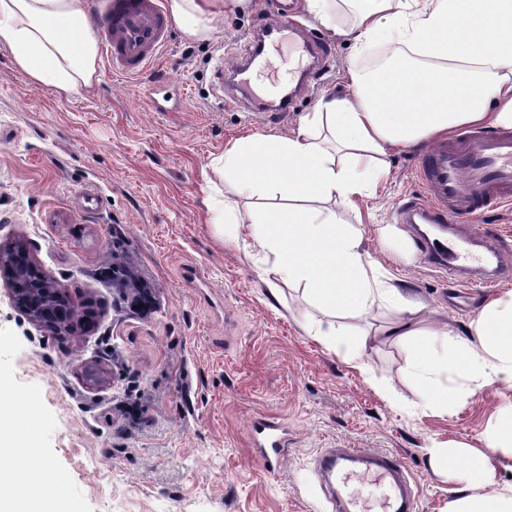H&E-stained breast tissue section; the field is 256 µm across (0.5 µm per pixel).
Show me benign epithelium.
Instances as JSON below:
<instances>
[{"instance_id":"1","label":"benign epithelium","mask_w":512,"mask_h":512,"mask_svg":"<svg viewBox=\"0 0 512 512\" xmlns=\"http://www.w3.org/2000/svg\"><path fill=\"white\" fill-rule=\"evenodd\" d=\"M0 278L9 288L11 303L28 318L55 335L75 331L81 305L59 288L31 258L26 242L0 244Z\"/></svg>"}]
</instances>
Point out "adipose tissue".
<instances>
[{"mask_svg": "<svg viewBox=\"0 0 512 512\" xmlns=\"http://www.w3.org/2000/svg\"><path fill=\"white\" fill-rule=\"evenodd\" d=\"M355 22L359 50L376 41L409 48L415 64L377 74L355 71L353 97L322 98L286 136L251 135L229 143L210 163L237 195L270 201L242 222L223 196L210 204L225 242L240 244L264 264L266 294L286 286L315 309L307 336L340 354L360 374L363 353L379 343L402 345L410 395L388 386L391 403L447 411L464 384H512V290L488 299L465 332L422 331V304L364 249L361 231L339 223L334 204L355 205L387 175L392 148L421 145L463 126L512 127V0H307L323 25L337 2ZM90 0H0V44L35 85L70 92L98 80ZM384 309L391 320L376 334L354 323ZM18 443L0 428V512H58L56 499L34 503L28 483L51 482L40 465L19 459ZM435 471L463 458L453 475L448 512H512V494L494 491L499 466L512 462V404L502 407L482 448L432 442Z\"/></svg>", "mask_w": 512, "mask_h": 512, "instance_id": "ef3b65f1", "label": "adipose tissue"}]
</instances>
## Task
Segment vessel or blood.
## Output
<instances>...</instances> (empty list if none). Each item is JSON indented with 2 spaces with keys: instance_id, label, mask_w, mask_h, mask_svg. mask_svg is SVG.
<instances>
[{
  "instance_id": "obj_1",
  "label": "vessel or blood",
  "mask_w": 512,
  "mask_h": 512,
  "mask_svg": "<svg viewBox=\"0 0 512 512\" xmlns=\"http://www.w3.org/2000/svg\"><path fill=\"white\" fill-rule=\"evenodd\" d=\"M97 33L105 64L112 73L136 76L146 70L171 38V24L159 0H98ZM298 25L289 10H282L278 24L262 26L249 41V57L264 54L267 45L287 43L301 63L316 59L325 64L327 44L298 38ZM234 92L223 90V72H216V88L224 104L245 100L249 84L247 64H235ZM418 180L428 192L401 204V223L417 225L419 250L436 269L459 279L478 278L494 285L512 278V260L496 232L479 224L492 210L512 201V133L473 130L459 137L432 142L419 157ZM247 437L257 449L261 464L270 471L282 464L288 445V423L277 417L257 415L247 426ZM349 464H357L396 489L384 512H418L403 461L396 455L368 448H328L315 459L321 476L335 481Z\"/></svg>"
}]
</instances>
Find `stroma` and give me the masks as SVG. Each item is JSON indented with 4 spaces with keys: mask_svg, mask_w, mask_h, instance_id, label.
Returning a JSON list of instances; mask_svg holds the SVG:
<instances>
[{
    "mask_svg": "<svg viewBox=\"0 0 512 512\" xmlns=\"http://www.w3.org/2000/svg\"><path fill=\"white\" fill-rule=\"evenodd\" d=\"M275 0H244L213 19L199 40L173 29L139 77L101 73L88 88L32 85L0 46V240L19 237L34 259L92 310L90 329L58 338L31 323L0 284V409L36 414L17 421L34 433L36 461L61 479L58 498L80 512H331L314 472L326 448H374L401 455L420 495V512H448L454 483L434 474L431 440L483 447L512 386L484 388L440 413L413 414L377 391L408 392L406 361L394 345L369 349L367 382L341 356L306 336L309 304L285 289L266 301L262 266L222 242L209 222L208 164L233 139L284 136L322 96H352L349 74L390 47L358 54L304 11L306 39L333 48L329 72L298 95L292 112L264 116L224 105L212 93L221 58L245 51L258 16ZM419 151L389 153L376 193L337 206L361 225L365 248L424 303L428 329H461L489 289L460 286L430 267L414 235L397 223L403 200L420 196ZM396 228L409 256L396 258L379 227ZM123 237L139 274L156 292L143 317L117 307L96 273ZM287 420L279 470L263 468L246 427L254 415Z\"/></svg>",
    "mask_w": 512,
    "mask_h": 512,
    "instance_id": "35a3bbf8",
    "label": "stroma"
}]
</instances>
